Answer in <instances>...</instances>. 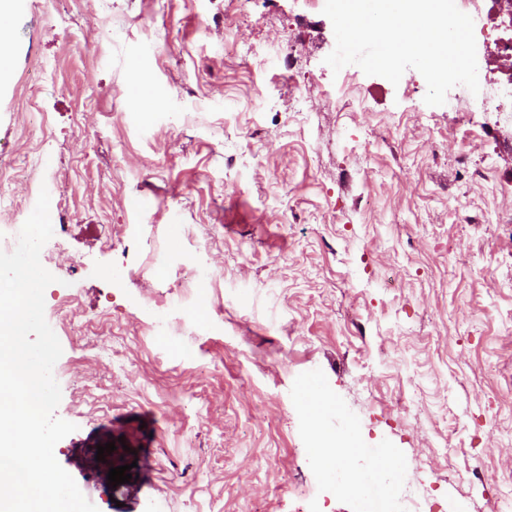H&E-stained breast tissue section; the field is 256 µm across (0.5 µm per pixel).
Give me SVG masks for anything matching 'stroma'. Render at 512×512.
<instances>
[{"label":"stroma","mask_w":512,"mask_h":512,"mask_svg":"<svg viewBox=\"0 0 512 512\" xmlns=\"http://www.w3.org/2000/svg\"><path fill=\"white\" fill-rule=\"evenodd\" d=\"M0 82V236L40 190L62 355L54 454L98 512H362L312 461L298 383L399 461L420 512H499L512 469V120L468 122L399 84L332 71L308 0H16ZM257 54H249L248 46ZM296 48L293 68L279 51ZM149 87L155 103L132 100ZM309 111L295 109V94ZM112 252L100 256L104 237ZM82 259L71 267V257ZM218 271L165 336L145 300ZM72 293L123 360L64 329ZM122 447L97 461L99 445ZM127 465L129 483L111 485Z\"/></svg>","instance_id":"stroma-1"}]
</instances>
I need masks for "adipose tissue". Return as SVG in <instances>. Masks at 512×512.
I'll use <instances>...</instances> for the list:
<instances>
[{
    "instance_id": "1",
    "label": "adipose tissue",
    "mask_w": 512,
    "mask_h": 512,
    "mask_svg": "<svg viewBox=\"0 0 512 512\" xmlns=\"http://www.w3.org/2000/svg\"><path fill=\"white\" fill-rule=\"evenodd\" d=\"M357 452L356 437L353 433H345L334 441L332 446L317 449L315 461L319 463L327 477H338L339 486L344 490L364 489L376 505H383L386 495L392 489L398 464L392 453H385L383 459L371 462L367 470H349L337 473L336 457H351Z\"/></svg>"
}]
</instances>
